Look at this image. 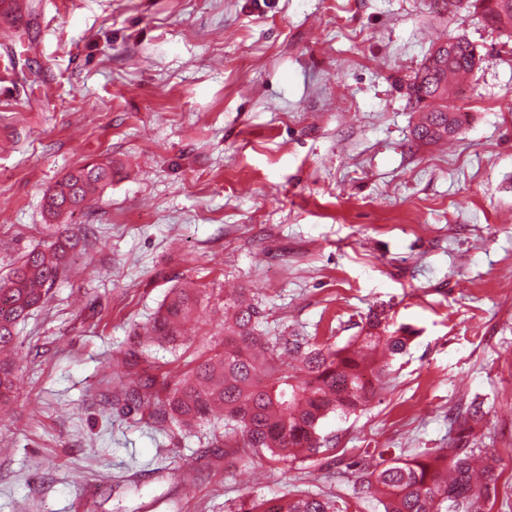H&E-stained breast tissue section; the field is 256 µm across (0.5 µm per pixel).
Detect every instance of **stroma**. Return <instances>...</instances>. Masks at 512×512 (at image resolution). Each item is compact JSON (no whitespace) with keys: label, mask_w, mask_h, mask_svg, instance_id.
Returning a JSON list of instances; mask_svg holds the SVG:
<instances>
[{"label":"stroma","mask_w":512,"mask_h":512,"mask_svg":"<svg viewBox=\"0 0 512 512\" xmlns=\"http://www.w3.org/2000/svg\"><path fill=\"white\" fill-rule=\"evenodd\" d=\"M467 38L456 138L418 142L409 84ZM512 35L442 0H7L0 6V275L59 235L78 246L18 327L0 411V512H236L352 496L325 460L257 461L150 402L220 348L224 293L256 292L283 340L344 343L369 311L413 330L360 412L320 433L345 458L444 448L470 404L512 448ZM111 186L49 220L76 167ZM205 289L177 347L143 333L171 289ZM153 382L150 380L132 381L125 385L122 389V394L125 397V401L128 402L130 409H140L144 406H150L149 399L147 397L148 390L152 387ZM145 398L146 401H145ZM354 504L339 496L301 493L263 498L243 505L241 512H350Z\"/></svg>","instance_id":"1"}]
</instances>
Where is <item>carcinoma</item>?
Here are the masks:
<instances>
[{
	"mask_svg": "<svg viewBox=\"0 0 512 512\" xmlns=\"http://www.w3.org/2000/svg\"><path fill=\"white\" fill-rule=\"evenodd\" d=\"M484 7L492 27L512 29V0H448V11ZM476 47L464 38L437 61L425 63L409 85L417 102L439 101L423 113L413 136L436 142L460 133L466 117L453 104L460 92L458 78L473 71ZM115 166L108 160L68 173L46 193L44 210L57 219L85 208L112 185ZM74 243L59 236L46 247H35L0 278V352L17 346V325L39 307L70 261ZM200 288H175L149 325L148 340L179 345L185 324L198 313ZM258 299H224V347L193 367L155 413L185 428L210 420L216 408L224 412V436L239 435L253 457L278 461L313 459L333 453L331 439L319 433L329 415H348L364 407L375 393L392 360L410 345L408 328L389 329L386 317L369 315L365 334L342 346L318 337L295 338L288 344L271 340L261 330ZM16 361L0 359V406L13 388ZM150 380L132 381L122 394L128 406L149 405ZM483 420L477 406L468 410L446 448H428L412 458L365 455L336 465L354 469L356 498L373 495L383 512H492L502 458L477 446ZM354 504L339 497L283 494L243 505L241 512H350Z\"/></svg>",
	"mask_w": 512,
	"mask_h": 512,
	"instance_id": "cac0c4a2",
	"label": "carcinoma"
}]
</instances>
